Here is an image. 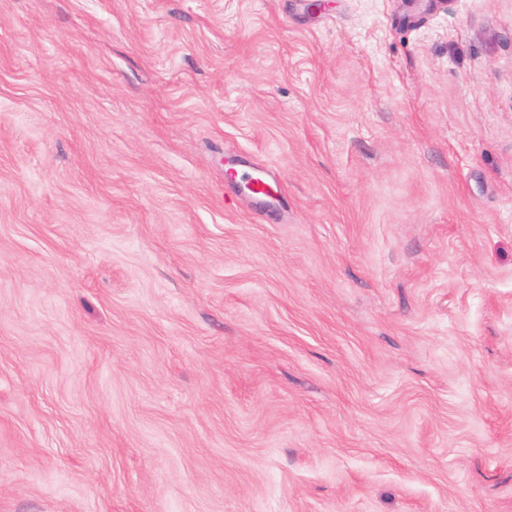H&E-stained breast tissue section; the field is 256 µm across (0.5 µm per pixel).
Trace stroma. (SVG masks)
<instances>
[{
  "label": "stroma",
  "instance_id": "1",
  "mask_svg": "<svg viewBox=\"0 0 512 512\" xmlns=\"http://www.w3.org/2000/svg\"><path fill=\"white\" fill-rule=\"evenodd\" d=\"M312 2L0 0V512H512V0Z\"/></svg>",
  "mask_w": 512,
  "mask_h": 512
}]
</instances>
